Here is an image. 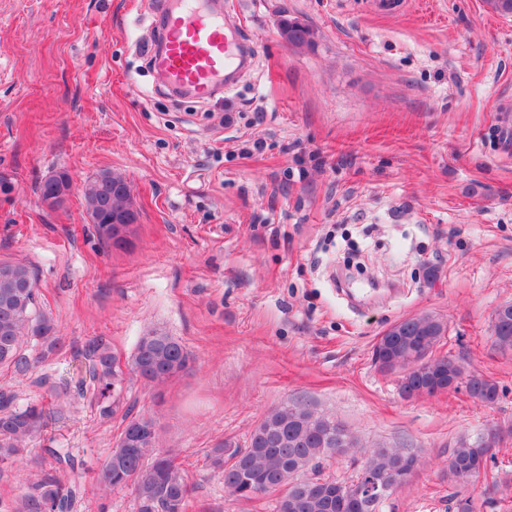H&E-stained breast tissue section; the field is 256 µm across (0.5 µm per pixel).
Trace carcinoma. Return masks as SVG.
<instances>
[{"label": "carcinoma", "mask_w": 512, "mask_h": 512, "mask_svg": "<svg viewBox=\"0 0 512 512\" xmlns=\"http://www.w3.org/2000/svg\"><path fill=\"white\" fill-rule=\"evenodd\" d=\"M279 30L292 48H310L315 43L314 30L295 19H282ZM102 175L83 186L88 214L95 215L105 202L112 204L114 212L134 213L123 177L108 170ZM492 331L496 345L512 348L511 302L494 310ZM56 333L53 320L37 307V281L31 269L21 263L0 262V366L28 375L39 358L27 354L24 339L38 338L53 352L60 347ZM446 333V323L433 314L399 320L377 340L375 364L382 372L399 373L398 390L405 400L462 386L474 401L495 403L500 396L497 382L468 374L456 359L435 354ZM74 357L84 360L88 376L78 396L97 406L101 416H114L120 407L123 371L110 344L102 337H92ZM193 365V356L177 338L152 328L139 337L130 371L146 384L160 385L189 373ZM45 415V404L20 408L14 391L0 387V465L21 462L27 445L43 440ZM159 431L157 419L150 414H124V425L97 473V483L104 490L131 489L135 512H186L189 476L173 457L156 451ZM499 442L496 429L473 440L460 439L446 461L448 479L466 483L486 471L493 459L490 450ZM360 448L357 438L335 418L286 401L258 422L246 447L221 441L211 449L210 461L221 474L224 489L235 499L276 495L274 512H375L376 507L364 501L346 500L336 506V492L349 483L322 474L337 451L349 454ZM45 451L57 466L40 470L27 483L23 512H71L76 490L61 483L60 472L75 469L76 462L57 448L47 446ZM418 464L415 455L377 443L364 452L362 469L393 494Z\"/></svg>", "instance_id": "obj_1"}]
</instances>
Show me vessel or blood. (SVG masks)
Here are the masks:
<instances>
[{"label": "vessel or blood", "instance_id": "vessel-or-blood-1", "mask_svg": "<svg viewBox=\"0 0 512 512\" xmlns=\"http://www.w3.org/2000/svg\"><path fill=\"white\" fill-rule=\"evenodd\" d=\"M159 10L165 50L153 65L170 87L205 98L247 70L251 52L230 15L209 9L207 0H160Z\"/></svg>", "mask_w": 512, "mask_h": 512}]
</instances>
